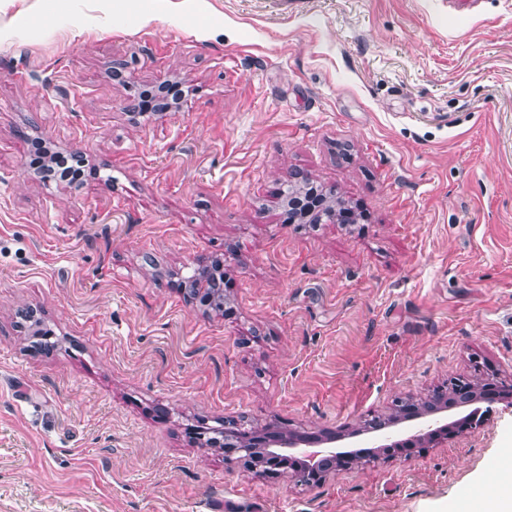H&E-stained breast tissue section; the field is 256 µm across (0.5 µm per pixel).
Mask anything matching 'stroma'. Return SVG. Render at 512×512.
I'll return each mask as SVG.
<instances>
[{"instance_id":"1","label":"stroma","mask_w":512,"mask_h":512,"mask_svg":"<svg viewBox=\"0 0 512 512\" xmlns=\"http://www.w3.org/2000/svg\"><path fill=\"white\" fill-rule=\"evenodd\" d=\"M32 136L91 174L34 176ZM308 182L355 222H288ZM476 374L512 387V0H0V512H462L506 404L315 487L193 428L369 448ZM184 94L185 89L183 85L177 81L170 82L157 89L146 87L138 93L137 106L142 107L145 104H149L153 105L154 109L163 110L177 104ZM418 400L401 401L399 405L400 411L404 412V418L395 424L388 425H371L368 426L369 432L377 433L375 440L379 443L376 448H381L384 453L389 456L402 454L418 445L429 441H435L437 444L448 442V440L456 439L465 435L468 431L475 428L482 420L483 415L475 414L470 418L462 417L453 422L438 426L435 429H405L399 431H386L392 426H396L405 422L418 420L426 416L419 413ZM415 403V404H414ZM401 434H405L400 436Z\"/></svg>"}]
</instances>
